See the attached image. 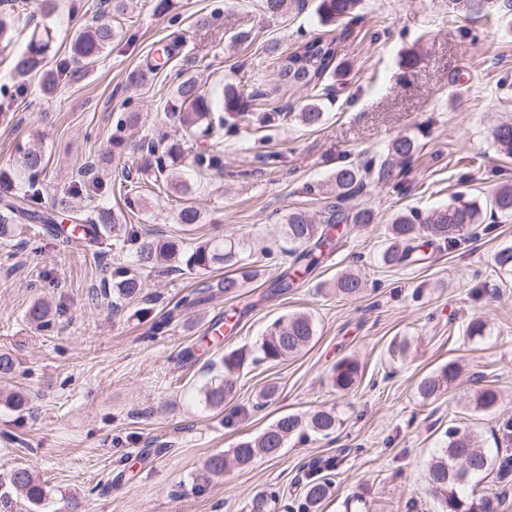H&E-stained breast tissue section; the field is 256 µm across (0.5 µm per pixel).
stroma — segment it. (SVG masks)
I'll list each match as a JSON object with an SVG mask.
<instances>
[{"mask_svg": "<svg viewBox=\"0 0 512 512\" xmlns=\"http://www.w3.org/2000/svg\"><path fill=\"white\" fill-rule=\"evenodd\" d=\"M317 0H292L288 11L265 13L260 0H127L116 39L87 69L53 93L36 77L13 76V58L33 33L50 28L57 58L68 56L74 33L108 10L107 0H0V13L17 17L10 49L0 51V169L14 166L18 149L41 148L47 166L38 178L45 202L69 188L78 169L93 162L103 170L96 198L77 206L106 204L144 237L163 236L185 245L224 235L243 238L246 261L260 274L236 295L219 287L222 271L200 276L171 273L148 280L146 300L113 313L92 303L94 288L128 263L126 251L110 250L95 262L84 242H63L27 225L21 237L0 242V351L18 363L14 385L28 392V410L0 405V512H249L256 493H296L308 462L333 459L332 497L322 512H438L426 492V462L452 423L480 434L484 447L512 456L499 427L512 418V403L475 413L470 400L476 376L512 394V274L493 257L512 246V219L489 217L456 249L430 245L412 266L383 265L386 227L400 211L427 213L457 193L488 202L493 190L512 184V158L493 142L494 124L512 119V11L492 17L455 12L448 0H362L358 18L320 23ZM210 19L199 27L198 16ZM336 39V72L322 97L324 120L307 127L296 120L307 91L281 99L284 118H253L248 132L227 119L217 151L222 171L196 169L198 144L184 143L180 171L194 187L198 224H179L183 202L172 195L139 154L113 147L117 117L139 116L126 131L131 140L158 133L182 135L171 110L183 76L204 88L232 87L250 95L272 79L278 59L300 43ZM172 58L152 81L133 86L159 48ZM419 150L405 195L368 187L348 211L368 207L369 224L342 227L333 251L288 292L272 283L288 259L282 216L300 207L319 211L333 199L337 167L384 156L398 137ZM140 170V210L125 206V170ZM314 185L307 194L306 185ZM272 258L263 256V249ZM344 272L366 281L362 294L343 299L332 285ZM211 299L172 322L165 334L153 323L201 283ZM49 302V329L25 319L34 302ZM311 313L317 335L296 358L251 365L241 373L235 399L205 406L198 390L206 366L224 354L252 347L276 319ZM483 320L478 342L467 323ZM406 337L405 357L387 347ZM358 361L359 387L338 396L330 370L341 358ZM464 369L436 401L422 400L419 380L451 360ZM277 385L270 402L261 391ZM335 409V434L291 437L279 455L232 466L205 488L195 477L211 454H231L280 415ZM30 467L49 489L37 506L11 492L8 477Z\"/></svg>", "mask_w": 512, "mask_h": 512, "instance_id": "obj_1", "label": "stroma"}]
</instances>
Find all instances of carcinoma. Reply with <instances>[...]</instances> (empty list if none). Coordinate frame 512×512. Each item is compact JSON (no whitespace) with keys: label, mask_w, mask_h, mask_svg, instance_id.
<instances>
[{"label":"carcinoma","mask_w":512,"mask_h":512,"mask_svg":"<svg viewBox=\"0 0 512 512\" xmlns=\"http://www.w3.org/2000/svg\"><path fill=\"white\" fill-rule=\"evenodd\" d=\"M361 0H319L318 14L328 21H341L357 10ZM498 0H448L454 9L469 13L491 15L497 9ZM116 20L102 15L95 23L78 31L71 44L70 61L49 66V53L52 45L50 29L44 34L32 36L26 50L16 57L14 70L20 76L33 73L40 75L42 90L52 91L76 70L94 63L117 35ZM337 56L336 42L314 39L301 44L294 52L282 58L278 64L277 84L268 89H258L251 97H261L267 101L274 99L282 87L304 88L315 96L329 91L325 81L332 73V64ZM248 102L234 90L211 94L203 91L195 80L187 78L176 88L175 101L171 109L178 116L184 134L188 137L205 140H218L224 137V115L244 120L249 117ZM324 112L315 103L306 104L295 115L307 126H317L323 121ZM137 113L126 112L116 121L119 135L112 139L118 147L126 145V139L120 133L135 122ZM492 138L497 149L512 157V122H504L494 127ZM132 149L145 156L154 173L169 176L170 170L181 160L180 144L170 142L167 136L142 138L132 145ZM418 153L417 143L406 136L393 139L388 145V158L379 162L369 161L364 165H344L336 169L334 180L336 196L317 214L306 209L292 208L283 218L285 235L288 239V255L293 257V265L277 276L274 285L283 292L293 287L297 269L309 271L322 253L336 245L333 234L335 225L348 221L354 224H369L372 211L360 209L349 214L344 204L351 198L366 191L367 187L390 185L398 192L405 189L406 169ZM17 164L33 179L44 170V157L35 149L19 151ZM194 164L205 170L223 171L220 156L214 152L200 151L194 154ZM129 183L125 204L129 210L142 206L141 195L137 190L131 171L123 174ZM69 192L57 199L52 209L43 206L40 193L36 190H24L17 194L0 195V240L11 241L22 234L23 222L37 221L52 229V235L65 239L74 237L75 231L93 234L99 237L113 235L114 244L120 249L133 251V260L127 265H118L112 269V282L103 283L102 299L111 300L112 310L122 307L141 297L146 281L159 264L173 262L177 267L199 274H206L217 266L232 269L224 276L219 287L224 295L238 292L243 283L255 278V267L244 262V242L233 235L220 239L214 237L199 241L186 247L180 240L142 239L135 227L130 226L124 232H116L112 211L98 206L88 216H81L78 208L70 201ZM491 213L512 218V184H504L495 189L491 197ZM69 221V227L63 222ZM483 207L464 194H458L445 206L430 211L426 216L410 210L394 217L386 228V246L380 258L386 266L415 265L426 260L420 252L418 241L421 236L430 237L454 249L469 238V232L484 223ZM336 294L344 298L358 296L364 283L352 274H342L334 282ZM205 297L183 299L154 324V333L163 332L182 310L204 304ZM26 319L39 330L52 323L47 303L38 301L26 312ZM316 337V325L306 313H294L274 321L250 350H233L224 355L222 369L207 368L212 374L210 382L203 390L204 402L212 408L224 406L233 400L237 393L240 372L247 365L262 363L278 364L299 354ZM460 374V365L451 360L437 372L423 377L418 384V394L424 400H434L453 383ZM359 365L351 358L338 360L331 369L330 381L336 394L347 395L356 385ZM502 402L500 392L491 385H484L476 392L472 403L475 412H493ZM337 417L333 409H320L306 416L294 413L284 414L264 429L257 437L240 441L233 448L232 459L246 466L258 458L274 457L295 436L306 435L310 431L327 437L336 431ZM445 445L436 450L428 464V493L438 502L439 512H494L495 495H478L472 487L476 478L484 479L490 473L497 472L505 478L512 472V459L499 458L490 449L483 447L479 436L466 427L456 423L448 426ZM227 458L222 453L211 455L198 474L199 485L209 484L211 479L224 474ZM334 484V464L328 462L322 466L311 465L302 486V502L298 512H319L323 504L332 496ZM10 485L29 503L37 505L47 496L43 483L36 480L30 469L16 468L10 474ZM279 494L272 491L255 495L250 502L249 512H275Z\"/></svg>","instance_id":"obj_1"}]
</instances>
